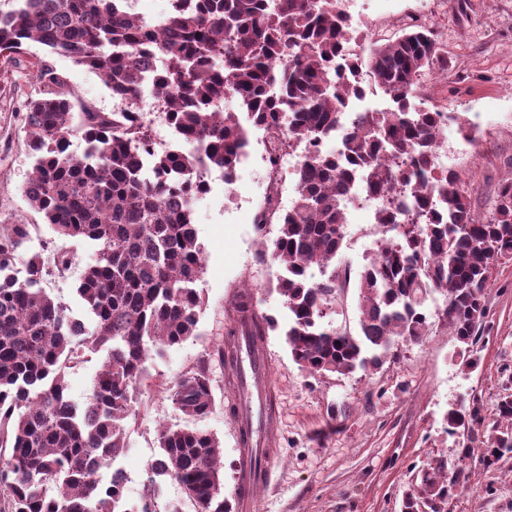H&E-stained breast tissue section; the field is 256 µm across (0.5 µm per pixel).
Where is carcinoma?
Listing matches in <instances>:
<instances>
[{
    "mask_svg": "<svg viewBox=\"0 0 512 512\" xmlns=\"http://www.w3.org/2000/svg\"><path fill=\"white\" fill-rule=\"evenodd\" d=\"M125 3L16 0L0 13L1 56L36 43L94 70L114 97L134 101L153 89L173 130L197 145L154 153L148 129L128 112L83 106L75 125L66 78L46 63L38 67L41 97L27 114L34 166L23 193L57 237L92 244L93 263L77 288L92 327L42 287L50 271L69 270L72 254L56 252L48 267L40 253H23L29 225L0 224V512H179L158 502L164 477L181 485L195 512H228L221 442L203 429L159 427L158 454L134 510L125 505L124 486L103 479V471L127 448L129 420L149 387L147 360L197 336L204 257L193 215L201 177L215 167L232 183L249 146L238 113L222 111L229 96L253 126L285 127L288 146L303 148L297 197L285 211L268 201L256 231L281 266L275 290L288 309L285 342L307 374L382 367L399 343L427 335L432 294L443 297L441 316L461 353L471 352L482 339L492 269L512 260V179L499 185L491 214L481 218L472 209L471 181L452 169L435 171L442 114L412 103L423 76L448 71L429 25L412 23L367 57H349L343 82L336 63L351 20L338 0H170L161 34ZM154 59L161 68L148 86L144 75ZM365 73L393 107L360 112L344 130L343 111L361 93L355 76ZM75 134L85 141L80 156L68 151ZM359 176L377 195L401 185L413 190L379 214L395 237L381 244L356 284L353 334L328 317L350 285L349 272L333 260ZM255 308V289L245 283L227 311V343L238 336L237 320ZM277 327L264 314L251 335ZM99 351L106 352L102 367L78 405L66 396V370ZM228 360L224 344L207 349L170 389L175 410L191 420L207 416L214 367ZM511 391L503 388L486 440L474 432L485 421L479 400L448 413V435L464 444L459 462L447 474L420 471L401 512H448V501L466 487L461 461L476 456L493 469L512 458Z\"/></svg>",
    "mask_w": 512,
    "mask_h": 512,
    "instance_id": "carcinoma-1",
    "label": "carcinoma"
}]
</instances>
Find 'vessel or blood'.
<instances>
[{"instance_id": "vessel-or-blood-1", "label": "vessel or blood", "mask_w": 512, "mask_h": 512, "mask_svg": "<svg viewBox=\"0 0 512 512\" xmlns=\"http://www.w3.org/2000/svg\"><path fill=\"white\" fill-rule=\"evenodd\" d=\"M235 354L239 380L230 397L237 408L236 432L243 435L238 462L236 512H252L253 491L267 482L272 473L273 453L269 448V403L273 387L268 366L270 356L266 342H252L249 323H242Z\"/></svg>"}]
</instances>
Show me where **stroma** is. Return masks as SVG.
Listing matches in <instances>:
<instances>
[{
    "instance_id": "obj_1",
    "label": "stroma",
    "mask_w": 512,
    "mask_h": 512,
    "mask_svg": "<svg viewBox=\"0 0 512 512\" xmlns=\"http://www.w3.org/2000/svg\"><path fill=\"white\" fill-rule=\"evenodd\" d=\"M415 21L432 26L450 68L447 79L439 82L425 76L415 103L441 105L465 116L474 143H465L453 125L442 139L453 169L473 184L474 212L487 216L499 184L512 178V0H364L353 18L359 54L368 55L375 41L394 39ZM37 58L66 76L77 105L109 112L115 100L96 73L48 54L42 46L0 57V222L33 225L28 250L48 260L53 233L22 193L34 164L25 126L28 103L42 88L32 66ZM266 164L265 148L258 134H251L233 183L213 172L210 192L194 205L205 258L199 284L205 306L197 337L147 362L150 387L117 460L128 477L127 503L138 505L145 491L146 469L158 453L159 425L182 420L170 400V387L205 349L223 342L228 303L248 283L256 288L259 309L279 324L267 336L277 402L271 429L279 442L278 457L270 483L255 491L257 512H400L418 470L458 456L460 447L446 432L448 410L477 396L483 415L494 412L505 369L512 367V260L492 271L485 338L472 352L475 368L464 366L459 344L441 317L443 299L435 295L427 301V335L401 345L381 368L313 378L293 362L284 342L280 327L287 323L288 311L275 290L279 267L254 230ZM345 218L335 264L348 269L355 282L375 254L380 235L367 212L350 208ZM63 246L74 254L73 266L66 277H47L43 287L79 316L83 306L77 287L92 247L78 240ZM214 378L215 405L196 425L222 443L224 497L231 501L237 494L239 460L235 419L226 410L229 386L223 370L215 369ZM467 465L468 486L450 501L448 512H512V459L494 472L474 458Z\"/></svg>"
}]
</instances>
